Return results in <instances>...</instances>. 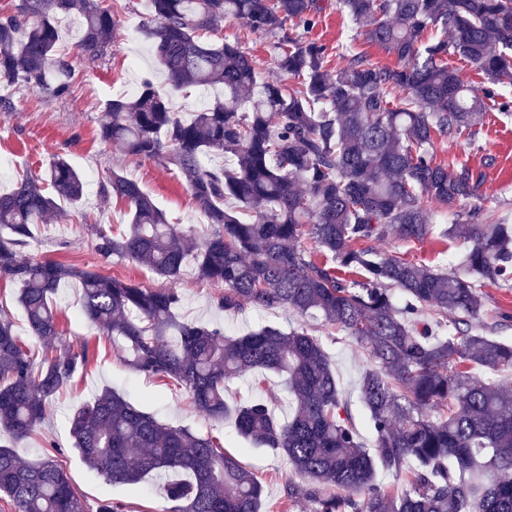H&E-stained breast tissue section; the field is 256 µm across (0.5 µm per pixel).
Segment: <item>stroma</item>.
I'll return each instance as SVG.
<instances>
[{
    "instance_id": "1",
    "label": "stroma",
    "mask_w": 512,
    "mask_h": 512,
    "mask_svg": "<svg viewBox=\"0 0 512 512\" xmlns=\"http://www.w3.org/2000/svg\"><path fill=\"white\" fill-rule=\"evenodd\" d=\"M145 0H124L117 17L111 49L105 61L94 66L78 57L70 32H63L59 50L72 59L74 76L69 93L55 97L48 93L18 87L10 110L0 111V158L8 159L9 168L0 174V192L12 189L19 176L46 169L55 153L66 155L85 182V199L80 214L69 221L51 220L37 225L35 238L26 254L30 257L60 261L66 264L93 266L106 276L134 280L150 288L166 287V280L151 270L127 260L102 262L94 252L93 225L122 224L127 220L126 207L119 198L101 205L100 191L105 175L115 170L138 182L154 202L166 212L170 223L195 236L209 234L211 227L196 211L185 180L175 169H167L154 161H138L127 157L116 146L101 143L97 137L109 100L124 96L131 84H139L152 66L148 56L149 42L141 31L145 18ZM291 36L314 40L326 46L332 68L342 67L344 57L337 47L363 53L377 66H395L396 60L383 47L366 41L360 28L336 7L330 6L320 15L311 30L291 29ZM213 40L239 42L253 59L263 76L277 73L271 51V35L250 32L243 22L227 19L221 22ZM438 161L449 165L465 163L484 171L481 187L482 209L512 225V116L492 112L476 143L466 138L456 142L435 144ZM494 157L486 165V157ZM377 252L422 262L447 271L454 270L465 252L460 242L442 245L437 237L421 241L387 238L375 243ZM182 301L178 314L188 321L205 322L223 327L230 335H243L265 325L284 330L295 327L297 317L284 308H245L240 312H224L216 307L220 286L198 281L185 272L178 284ZM485 315L475 328L496 340L512 342V322L499 319L502 311H512V284H482ZM60 312L59 330L73 346L87 345L89 359L85 369L53 403L38 430L20 443H13L7 432L0 431V445L15 444L18 453L32 460L44 456L50 444L61 445L58 460L70 482L80 493L88 512H96L101 499L110 497L126 503L127 512H162V482L147 480L141 485H109L88 468L71 448L68 416L82 403L105 388H112L134 404L155 414L162 422L184 426L201 434H212L224 449L235 455L244 466L261 479L264 500L261 512H280L283 491L296 475L286 456L266 448H255L237 432L233 420L218 424L200 413L183 391L164 385L153 377L133 372L127 354L79 314V287L75 282L63 283L55 297ZM320 337L330 355L342 390L357 396L361 371L369 364L367 350L344 332L327 328ZM262 394L274 403L275 414L287 420L290 413L288 390L282 375L266 374L263 383L247 375L229 383L224 398L229 404H244Z\"/></svg>"
}]
</instances>
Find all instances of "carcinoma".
<instances>
[{
  "mask_svg": "<svg viewBox=\"0 0 512 512\" xmlns=\"http://www.w3.org/2000/svg\"><path fill=\"white\" fill-rule=\"evenodd\" d=\"M147 2L143 31L170 89L215 94L184 120L148 75L133 96L108 101L99 139L174 166L213 231L198 241L178 230L135 180L110 172L101 200L123 199L128 224L95 225L94 252L171 283L145 288L23 256L33 225L83 202L82 176L63 155L0 194V277L18 286L30 337L0 316V428L15 442L28 438L86 366L87 346L63 341L53 305L61 283L76 281L81 315L121 344L131 369L171 382L214 421L234 416L242 437L288 458L300 481L288 483L286 507L306 499L311 512H512V385L475 374L512 370V342L466 331L483 314L480 285L512 280V227L467 210L442 232L465 245L453 273L365 246L428 237L430 200L455 208L480 198L484 173L438 162L434 145L475 137L497 87L512 86V0H336L397 65L353 54L332 70L324 45L285 34L275 49L288 85L261 76L237 43L208 35L227 18L251 32L309 29L323 0ZM71 16L81 24L78 54L90 65L104 60L113 10L98 0H20L0 13V87L67 94L72 62L57 44L60 20ZM452 56L487 77L485 96L449 65ZM214 153L224 166L204 165ZM305 235L336 266L301 247ZM188 264L196 279L224 288L221 310L284 307L364 345L359 400L374 446L361 443L330 356L305 324L230 336L180 319L175 284ZM262 371L288 375L283 423L263 398L233 409L224 399L232 380ZM69 438L109 485L176 474L163 485L164 512H260L261 480L212 437L163 424L111 389L75 409ZM60 451L53 444L25 461L0 445V496L14 512H86ZM379 469L404 478L400 492L375 482Z\"/></svg>",
  "mask_w": 512,
  "mask_h": 512,
  "instance_id": "cac0c4a2",
  "label": "carcinoma"
}]
</instances>
